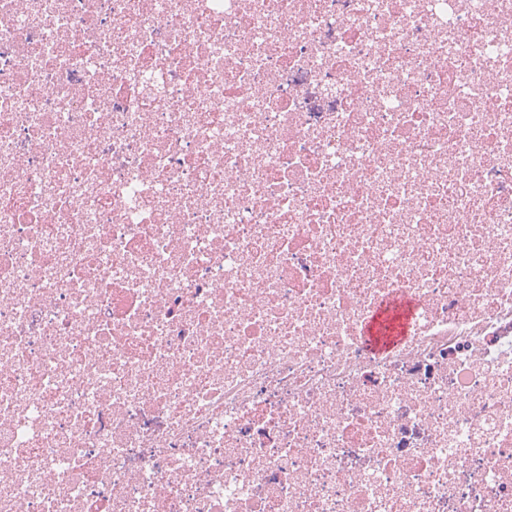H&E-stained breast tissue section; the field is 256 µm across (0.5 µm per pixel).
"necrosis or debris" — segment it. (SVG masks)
<instances>
[{
  "instance_id": "obj_1",
  "label": "necrosis or debris",
  "mask_w": 512,
  "mask_h": 512,
  "mask_svg": "<svg viewBox=\"0 0 512 512\" xmlns=\"http://www.w3.org/2000/svg\"><path fill=\"white\" fill-rule=\"evenodd\" d=\"M0 512H512V0H0ZM415 309L414 300L407 295H396L388 304L378 311L366 329L368 346L377 353H382L397 344L404 336ZM390 330L385 327L393 320Z\"/></svg>"
}]
</instances>
